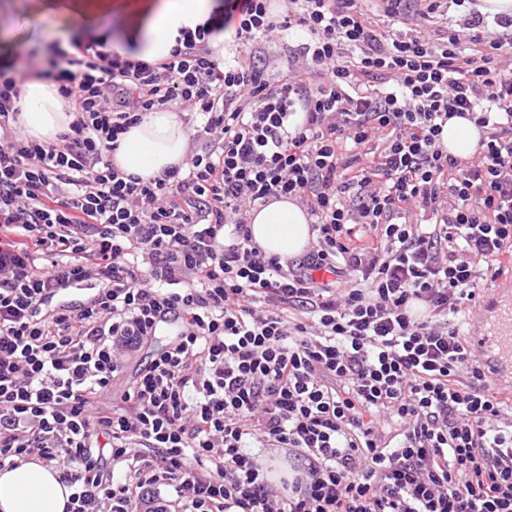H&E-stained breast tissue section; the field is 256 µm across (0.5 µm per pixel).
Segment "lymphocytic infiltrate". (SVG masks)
I'll use <instances>...</instances> for the list:
<instances>
[{
	"instance_id": "lymphocytic-infiltrate-1",
	"label": "lymphocytic infiltrate",
	"mask_w": 512,
	"mask_h": 512,
	"mask_svg": "<svg viewBox=\"0 0 512 512\" xmlns=\"http://www.w3.org/2000/svg\"><path fill=\"white\" fill-rule=\"evenodd\" d=\"M476 3L224 0L155 61L59 40L35 69L76 118L52 142L0 64V468L62 463L67 512H512V399L464 333L512 252V17ZM175 106L185 162L118 170ZM282 198L311 226L296 264L247 228ZM479 134L475 126L467 119L453 117L448 119L440 134V140L448 153L462 159L469 158L477 147Z\"/></svg>"
}]
</instances>
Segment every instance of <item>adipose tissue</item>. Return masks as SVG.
Wrapping results in <instances>:
<instances>
[{
	"label": "adipose tissue",
	"instance_id": "1",
	"mask_svg": "<svg viewBox=\"0 0 512 512\" xmlns=\"http://www.w3.org/2000/svg\"><path fill=\"white\" fill-rule=\"evenodd\" d=\"M216 8L214 0H154L144 24L128 33L141 58L168 54L183 27L203 23ZM17 124L30 138L56 140L74 119L54 86L37 79L22 85ZM189 130L174 110L147 114L124 134L112 161L124 173L150 179L187 156ZM252 239L269 256L288 260L302 255L312 240L306 213L296 202L274 200L251 211ZM71 489L61 483L58 469L36 461L0 470V512H66Z\"/></svg>",
	"mask_w": 512,
	"mask_h": 512
}]
</instances>
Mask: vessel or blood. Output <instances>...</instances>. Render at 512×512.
I'll return each instance as SVG.
<instances>
[{
	"label": "vessel or blood",
	"instance_id": "vessel-or-blood-1",
	"mask_svg": "<svg viewBox=\"0 0 512 512\" xmlns=\"http://www.w3.org/2000/svg\"><path fill=\"white\" fill-rule=\"evenodd\" d=\"M483 325L471 333L469 340L482 352L484 365L498 371H512V294L496 290L493 298L483 303Z\"/></svg>",
	"mask_w": 512,
	"mask_h": 512
}]
</instances>
